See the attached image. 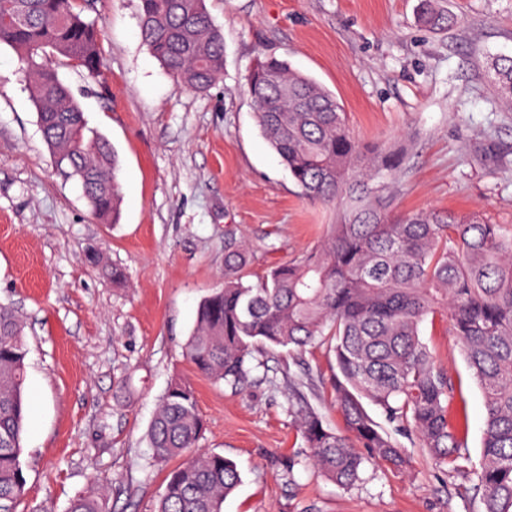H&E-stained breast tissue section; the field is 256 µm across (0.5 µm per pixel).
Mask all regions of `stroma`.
Returning <instances> with one entry per match:
<instances>
[{"label": "stroma", "mask_w": 512, "mask_h": 512, "mask_svg": "<svg viewBox=\"0 0 512 512\" xmlns=\"http://www.w3.org/2000/svg\"><path fill=\"white\" fill-rule=\"evenodd\" d=\"M420 0H206L224 31V75L204 92L177 89L140 36L138 0H99L101 72L54 59L89 127L119 156L120 216L101 223L43 140L15 52L0 47V304L25 322V495L18 512H68L80 495L103 512H154L178 460L155 465L147 432L171 382L188 381L206 421L199 450L236 462L224 512H483L471 482L435 469L415 437L395 472L366 467L345 490L309 464L300 404L344 429L326 348L259 354L245 383L198 375L182 355L199 301L224 284V235L253 255L245 279L316 246L330 208L304 200L261 135L245 77L275 56L333 92L354 137L404 143L402 211H449L512 225V107L488 73L512 56V0H439L447 30L417 17ZM126 272L113 286L102 267ZM424 341L459 385L471 466L480 462V388L439 317ZM299 456L290 476L281 455Z\"/></svg>", "instance_id": "35a3bbf8"}]
</instances>
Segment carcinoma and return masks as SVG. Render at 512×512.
Returning <instances> with one entry per match:
<instances>
[{"label":"carcinoma","instance_id":"carcinoma-1","mask_svg":"<svg viewBox=\"0 0 512 512\" xmlns=\"http://www.w3.org/2000/svg\"><path fill=\"white\" fill-rule=\"evenodd\" d=\"M420 21L444 23L435 0H421ZM95 0H0V46L17 54L30 81L43 138L57 168L79 181L94 216H118L119 158L88 126L70 88L49 64L56 54L89 71L99 38L87 13ZM140 32L152 55L181 89L205 91L224 72V34L205 0H140ZM502 98L512 102V56L492 59ZM262 135L301 195L336 207L320 244L243 281L249 249L233 228L224 237V287L197 307L183 354L215 382L244 383L258 348L296 355L319 345L336 362L332 386L346 433L324 425L311 407L297 427L315 468L342 488L361 480L366 464L396 471L411 458L368 414L417 434L435 467L462 470L465 421L454 408L456 385L420 337L427 318L445 316L480 386L485 427L474 489L483 512H512V230L478 216L441 211L399 213L396 176L407 149L365 145L350 132L336 96L274 56L257 59L246 76ZM21 316L0 305V512H17L26 479L21 455L27 425L28 354ZM205 430L194 388L177 380L161 397L148 429L152 459L180 457L156 512H224L241 483L237 465L194 448ZM367 449L362 454L359 449ZM69 512H103L80 496Z\"/></svg>","mask_w":512,"mask_h":512}]
</instances>
